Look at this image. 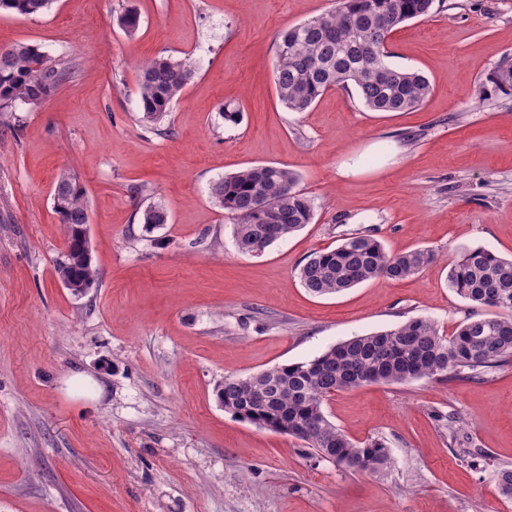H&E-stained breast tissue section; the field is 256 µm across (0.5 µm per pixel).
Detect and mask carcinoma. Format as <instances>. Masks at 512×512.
Listing matches in <instances>:
<instances>
[{"instance_id": "1", "label": "carcinoma", "mask_w": 512, "mask_h": 512, "mask_svg": "<svg viewBox=\"0 0 512 512\" xmlns=\"http://www.w3.org/2000/svg\"><path fill=\"white\" fill-rule=\"evenodd\" d=\"M54 0H0V13L41 14ZM434 0H337L336 8L281 31L275 88L291 112L308 111L334 87L353 86L374 112H405L420 107L429 94L419 71L387 61L386 45L405 22L426 19ZM134 36L138 12L127 7L118 17ZM137 94L143 120L158 124L194 76L187 59L155 56L137 64ZM80 74L79 65L52 57L35 43L19 42L0 51V112L49 98ZM492 87L512 94V57L487 77ZM297 174L277 165L246 167L216 181L214 203L231 218L240 253L251 255L312 222L314 203L296 189ZM53 209L63 224L66 255L56 262L60 280L86 290L97 282L90 243L81 236L89 223L87 190L71 170L60 172ZM141 221L146 232L169 221L167 209L148 205ZM435 259L426 248L393 254L367 235L346 239L331 250L314 252L299 267L298 278L316 296L340 293L386 278L406 279ZM448 288L485 314L470 316L445 335L430 319L416 318L391 329L354 336L312 360L277 366L255 376L224 377L218 399L224 407L259 428L305 442L306 447L351 472L375 474L388 468V448L379 440L355 442L323 411L340 390L368 384H393L428 378L480 381L512 361V259L477 247L462 252L448 271Z\"/></svg>"}]
</instances>
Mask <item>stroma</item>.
Here are the masks:
<instances>
[{"instance_id":"stroma-1","label":"stroma","mask_w":512,"mask_h":512,"mask_svg":"<svg viewBox=\"0 0 512 512\" xmlns=\"http://www.w3.org/2000/svg\"><path fill=\"white\" fill-rule=\"evenodd\" d=\"M133 2L140 27L117 18ZM334 0H54L0 14V48L27 41L82 64L36 106L0 116V512H512V364L475 382L369 384L323 410L393 460L356 474L288 435L225 412V376L303 362L348 338L471 314L450 263L483 247L512 257V95L485 92L512 54V0H444L397 30L390 65L422 72L411 112H373L353 89L305 112L277 96L278 34ZM190 58L195 75L162 123L144 122L133 63ZM241 120L223 121L222 106ZM285 165L314 201L311 224L241 254L211 198L224 175ZM88 194L98 281L80 295L53 189ZM163 205L168 224L140 216ZM366 234L436 259L327 297L297 278L311 253ZM460 430L451 433L449 421Z\"/></svg>"}]
</instances>
